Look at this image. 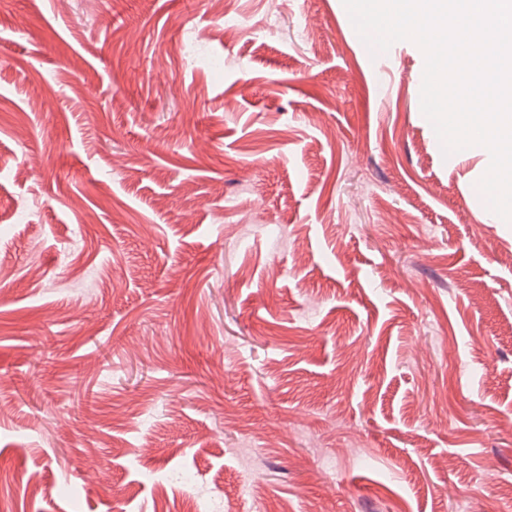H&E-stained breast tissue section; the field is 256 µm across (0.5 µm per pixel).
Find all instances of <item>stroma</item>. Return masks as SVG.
Returning <instances> with one entry per match:
<instances>
[{"mask_svg":"<svg viewBox=\"0 0 512 512\" xmlns=\"http://www.w3.org/2000/svg\"><path fill=\"white\" fill-rule=\"evenodd\" d=\"M401 48L342 0H0V512H177L186 469L512 512V224Z\"/></svg>","mask_w":512,"mask_h":512,"instance_id":"stroma-1","label":"stroma"}]
</instances>
